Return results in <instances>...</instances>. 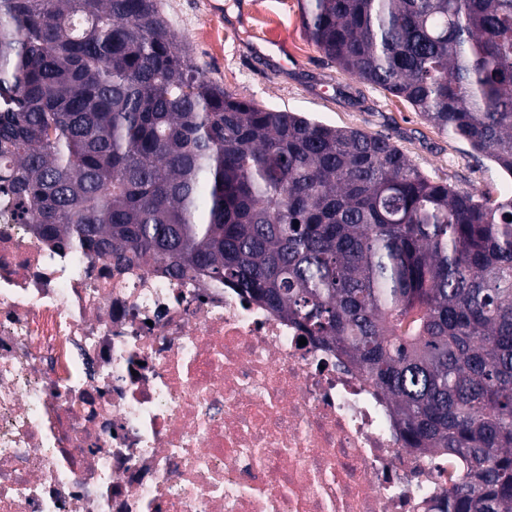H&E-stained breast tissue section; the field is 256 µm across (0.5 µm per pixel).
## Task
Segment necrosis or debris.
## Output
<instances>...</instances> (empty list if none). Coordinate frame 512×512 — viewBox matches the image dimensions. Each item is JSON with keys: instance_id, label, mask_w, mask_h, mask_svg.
I'll return each mask as SVG.
<instances>
[{"instance_id": "4bbe7bcc", "label": "necrosis or debris", "mask_w": 512, "mask_h": 512, "mask_svg": "<svg viewBox=\"0 0 512 512\" xmlns=\"http://www.w3.org/2000/svg\"><path fill=\"white\" fill-rule=\"evenodd\" d=\"M163 259L35 235L0 194V512H441L339 351Z\"/></svg>"}]
</instances>
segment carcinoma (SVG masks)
Segmentation results:
<instances>
[{"instance_id":"1","label":"carcinoma","mask_w":512,"mask_h":512,"mask_svg":"<svg viewBox=\"0 0 512 512\" xmlns=\"http://www.w3.org/2000/svg\"><path fill=\"white\" fill-rule=\"evenodd\" d=\"M339 70L512 176V0H298ZM0 184L40 238L223 280L343 353L512 512V195L224 90L155 0H0Z\"/></svg>"}]
</instances>
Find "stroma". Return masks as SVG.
<instances>
[{
  "label": "stroma",
  "instance_id": "1",
  "mask_svg": "<svg viewBox=\"0 0 512 512\" xmlns=\"http://www.w3.org/2000/svg\"><path fill=\"white\" fill-rule=\"evenodd\" d=\"M169 30L239 96L336 127L389 136L425 174L456 189L512 194V177L443 136L404 101L349 79L303 32L298 0H157Z\"/></svg>",
  "mask_w": 512,
  "mask_h": 512
}]
</instances>
